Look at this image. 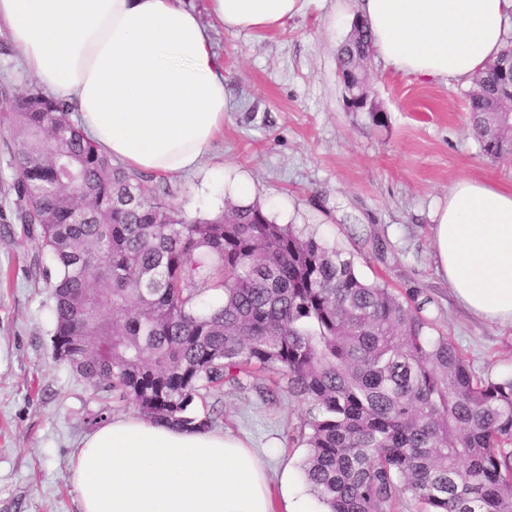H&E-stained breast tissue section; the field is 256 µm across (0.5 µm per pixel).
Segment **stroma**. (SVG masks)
<instances>
[{
  "mask_svg": "<svg viewBox=\"0 0 512 512\" xmlns=\"http://www.w3.org/2000/svg\"><path fill=\"white\" fill-rule=\"evenodd\" d=\"M224 65V132L198 172L167 177L188 219L223 211V191L201 193L204 171L246 172L254 197L280 224L308 225L354 258L368 281L414 297L436 332L450 337L483 378L512 373V327L480 322L455 305L436 270L431 214L462 177L512 187V156L485 158L469 118V85L366 64L367 93L382 124L347 108L338 50L359 0L333 15L331 0H309L282 27L226 30L207 0H190ZM49 254L18 224L0 223V512H80L71 460L83 438L134 409L95 396L53 352V299L34 275ZM210 402L217 427L260 455L279 501L283 468L307 493L305 445L295 436L305 403L270 404L257 389H224Z\"/></svg>",
  "mask_w": 512,
  "mask_h": 512,
  "instance_id": "stroma-1",
  "label": "stroma"
}]
</instances>
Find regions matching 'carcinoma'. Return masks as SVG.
Listing matches in <instances>:
<instances>
[{"instance_id": "1", "label": "carcinoma", "mask_w": 512, "mask_h": 512, "mask_svg": "<svg viewBox=\"0 0 512 512\" xmlns=\"http://www.w3.org/2000/svg\"><path fill=\"white\" fill-rule=\"evenodd\" d=\"M368 24L340 49L350 73ZM498 74L468 93L490 160ZM14 160L17 221L47 249L53 346L97 393L192 431L215 426L207 399L268 375L266 401L309 406L304 479L326 512H512V377L475 375L408 299L368 282L354 258L255 203L188 220L167 185L130 171L76 127L70 105L31 86L0 111ZM219 290V304L198 297Z\"/></svg>"}]
</instances>
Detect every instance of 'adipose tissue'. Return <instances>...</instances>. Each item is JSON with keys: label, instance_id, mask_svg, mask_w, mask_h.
Returning <instances> with one entry per match:
<instances>
[{"label": "adipose tissue", "instance_id": "adipose-tissue-1", "mask_svg": "<svg viewBox=\"0 0 512 512\" xmlns=\"http://www.w3.org/2000/svg\"><path fill=\"white\" fill-rule=\"evenodd\" d=\"M307 0H209L228 30H267ZM376 56L416 77L469 81L503 49L512 0H361ZM16 58L129 169L196 170L224 130V74L184 0H0ZM437 270L470 315L512 325V189L454 182L432 216ZM81 512H272L239 437L117 416L71 461Z\"/></svg>", "mask_w": 512, "mask_h": 512}]
</instances>
